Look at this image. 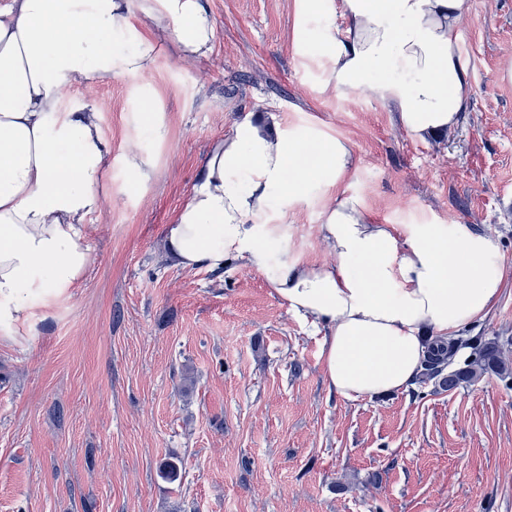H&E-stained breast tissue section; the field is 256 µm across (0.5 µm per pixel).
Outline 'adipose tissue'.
<instances>
[{"label": "adipose tissue", "instance_id": "obj_1", "mask_svg": "<svg viewBox=\"0 0 512 512\" xmlns=\"http://www.w3.org/2000/svg\"><path fill=\"white\" fill-rule=\"evenodd\" d=\"M342 19L322 49L336 94L365 91L418 137L453 130L470 102L459 32L471 0H295V16ZM124 32L129 43L112 44ZM174 35L183 59L212 50L203 0H9L0 7V327L20 322L31 295L59 299L91 261L87 221L100 208L112 147L88 104L63 111L65 91L108 74L152 92L156 40ZM401 79L375 80L383 71ZM316 143L320 161L296 163ZM353 163L348 140H318L276 113L235 122L208 153L166 228L163 254L179 268L222 270L236 259L324 330L330 393L374 399L411 387L427 335L449 338L483 319L504 281L495 237L466 224H377L363 199L339 196L319 234L332 259L289 255L273 205L292 207L313 180L340 188ZM281 258L270 263L271 251Z\"/></svg>", "mask_w": 512, "mask_h": 512}]
</instances>
